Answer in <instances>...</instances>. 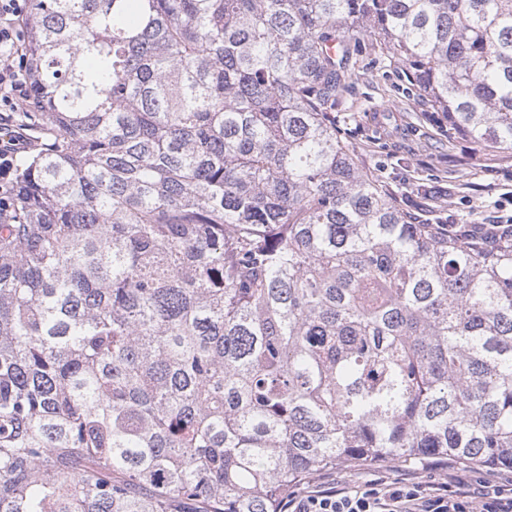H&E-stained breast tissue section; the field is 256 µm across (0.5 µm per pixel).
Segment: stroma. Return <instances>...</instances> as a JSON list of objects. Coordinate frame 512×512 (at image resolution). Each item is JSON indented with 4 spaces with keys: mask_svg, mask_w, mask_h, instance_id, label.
<instances>
[{
    "mask_svg": "<svg viewBox=\"0 0 512 512\" xmlns=\"http://www.w3.org/2000/svg\"><path fill=\"white\" fill-rule=\"evenodd\" d=\"M336 122L364 171L373 174L404 211H434L452 224H497L512 219V151H497L461 135H447L429 105L411 89L407 71L363 55ZM424 459L336 465L306 487L361 485L384 475L425 479Z\"/></svg>",
    "mask_w": 512,
    "mask_h": 512,
    "instance_id": "obj_1",
    "label": "stroma"
}]
</instances>
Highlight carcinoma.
I'll return each mask as SVG.
<instances>
[{
	"label": "carcinoma",
	"instance_id": "carcinoma-1",
	"mask_svg": "<svg viewBox=\"0 0 512 512\" xmlns=\"http://www.w3.org/2000/svg\"><path fill=\"white\" fill-rule=\"evenodd\" d=\"M512 151V0H30L0 221V512H278L318 470L512 464V232L341 139L365 42Z\"/></svg>",
	"mask_w": 512,
	"mask_h": 512
}]
</instances>
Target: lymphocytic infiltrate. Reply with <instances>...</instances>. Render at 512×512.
<instances>
[{
    "label": "lymphocytic infiltrate",
    "instance_id": "obj_1",
    "mask_svg": "<svg viewBox=\"0 0 512 512\" xmlns=\"http://www.w3.org/2000/svg\"><path fill=\"white\" fill-rule=\"evenodd\" d=\"M29 0H0V201L17 188L11 174L18 159L37 148L30 135L29 79L23 64ZM452 470L448 482L379 479L364 486L315 488L289 492L280 512H512V486L469 483L474 469L462 461L434 462Z\"/></svg>",
    "mask_w": 512,
    "mask_h": 512
}]
</instances>
